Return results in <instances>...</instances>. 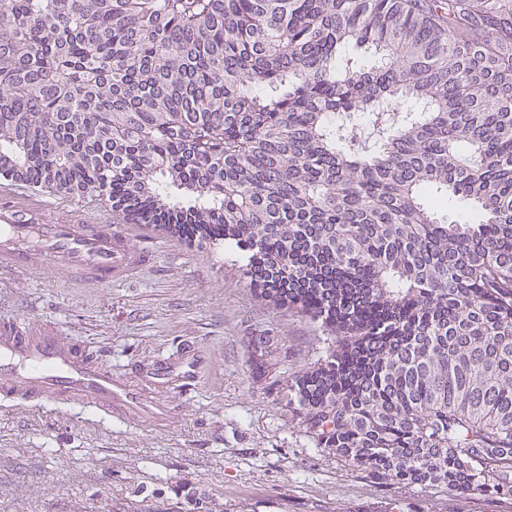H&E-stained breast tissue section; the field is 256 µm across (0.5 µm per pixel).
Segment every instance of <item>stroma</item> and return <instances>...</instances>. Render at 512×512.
<instances>
[{"instance_id":"stroma-1","label":"stroma","mask_w":512,"mask_h":512,"mask_svg":"<svg viewBox=\"0 0 512 512\" xmlns=\"http://www.w3.org/2000/svg\"><path fill=\"white\" fill-rule=\"evenodd\" d=\"M43 222L108 224L102 197L67 198L0 180V205ZM134 242L154 261L130 283L63 284L51 270L0 274V314L57 320L113 369L147 378L158 357L190 351L193 391H172L177 412L148 429L92 410L0 405V512H512V498L387 485L318 452L276 379L259 374L248 340L270 339L278 371L313 361L320 330L262 301L242 254L154 225Z\"/></svg>"}]
</instances>
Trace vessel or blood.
Returning a JSON list of instances; mask_svg holds the SVG:
<instances>
[{"instance_id": "1", "label": "vessel or blood", "mask_w": 512, "mask_h": 512, "mask_svg": "<svg viewBox=\"0 0 512 512\" xmlns=\"http://www.w3.org/2000/svg\"><path fill=\"white\" fill-rule=\"evenodd\" d=\"M149 251L132 232L108 224H45L31 213L0 209V270L51 269L58 279L91 285L124 281L147 268ZM195 360L159 362L148 382L113 372L84 341L48 320L0 316V403L20 407L92 408L107 421L136 426L169 422L167 395L195 385Z\"/></svg>"}]
</instances>
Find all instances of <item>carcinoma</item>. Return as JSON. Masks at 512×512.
Here are the masks:
<instances>
[{"label":"carcinoma","instance_id":"obj_1","mask_svg":"<svg viewBox=\"0 0 512 512\" xmlns=\"http://www.w3.org/2000/svg\"><path fill=\"white\" fill-rule=\"evenodd\" d=\"M0 178L235 246L318 451L512 497V0H0Z\"/></svg>","mask_w":512,"mask_h":512}]
</instances>
